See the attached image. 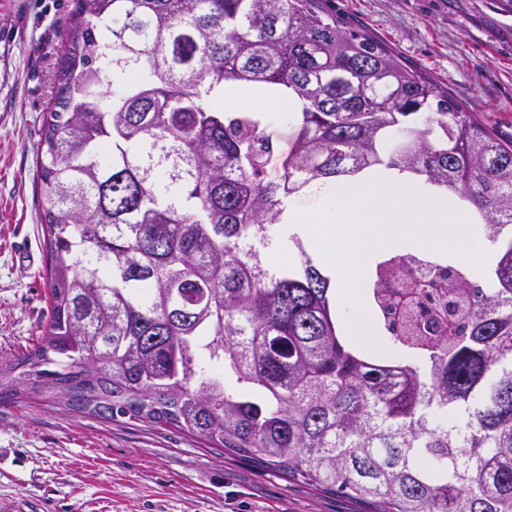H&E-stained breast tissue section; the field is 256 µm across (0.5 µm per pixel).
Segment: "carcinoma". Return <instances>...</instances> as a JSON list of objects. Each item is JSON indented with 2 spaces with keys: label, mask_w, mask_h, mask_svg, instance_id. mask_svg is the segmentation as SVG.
I'll return each instance as SVG.
<instances>
[{
  "label": "carcinoma",
  "mask_w": 512,
  "mask_h": 512,
  "mask_svg": "<svg viewBox=\"0 0 512 512\" xmlns=\"http://www.w3.org/2000/svg\"><path fill=\"white\" fill-rule=\"evenodd\" d=\"M62 39L36 180L52 315L0 402L165 423L371 512H512V141L333 0H75ZM229 84L300 109L226 112ZM382 166L464 198L499 245L482 284L425 252L375 264L400 359L343 339L279 224L310 183Z\"/></svg>",
  "instance_id": "obj_1"
}]
</instances>
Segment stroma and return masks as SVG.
<instances>
[{"label":"stroma","instance_id":"stroma-1","mask_svg":"<svg viewBox=\"0 0 512 512\" xmlns=\"http://www.w3.org/2000/svg\"><path fill=\"white\" fill-rule=\"evenodd\" d=\"M336 2L512 141V0ZM72 7L0 0V365L32 349L50 319L35 179ZM15 500L27 512H368L171 426L105 421L36 396L0 404V502Z\"/></svg>","mask_w":512,"mask_h":512}]
</instances>
